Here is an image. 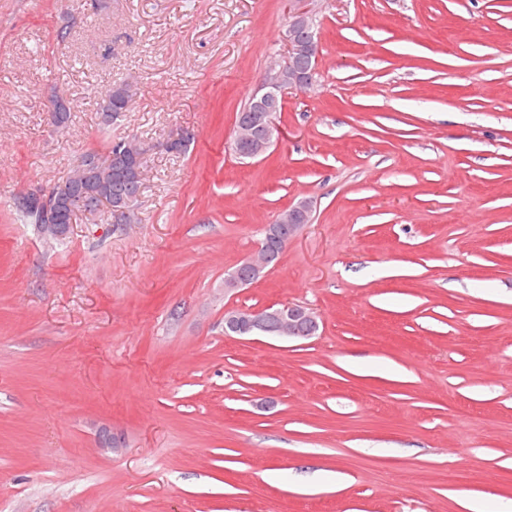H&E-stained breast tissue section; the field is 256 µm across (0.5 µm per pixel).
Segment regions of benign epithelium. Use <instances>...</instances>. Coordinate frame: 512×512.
Returning <instances> with one entry per match:
<instances>
[{"label": "benign epithelium", "mask_w": 512, "mask_h": 512, "mask_svg": "<svg viewBox=\"0 0 512 512\" xmlns=\"http://www.w3.org/2000/svg\"><path fill=\"white\" fill-rule=\"evenodd\" d=\"M291 7L288 12V29L284 41L287 46L286 58L278 63V69L271 77L263 79L260 91L256 94L258 119H239L235 128L234 148L236 154L248 159H256L264 155L275 143L277 124L274 118L276 103L283 98L285 90H302L314 83V78L304 82L292 69L294 56L306 49V45L298 40L301 31L312 27V13L309 0H290ZM54 190L36 189L24 194L19 203L25 208L40 211L46 218V223L40 225L41 235L48 240L60 237L59 224L64 219L50 211V198ZM105 207L108 209L116 224H125L129 219L126 208L112 205L106 200H100L95 209ZM313 208L309 200L301 199L280 212L273 223L266 226V230L276 231L278 226L286 224L291 238H296L300 231L312 223ZM245 266L251 274L261 277L269 269L265 250L257 248L246 260ZM307 322L318 326L317 314L300 305L285 303L276 308H269L267 312L257 317L250 311H227L224 314V334L227 336H247L253 334L274 335L285 338H299L301 323Z\"/></svg>", "instance_id": "1"}]
</instances>
